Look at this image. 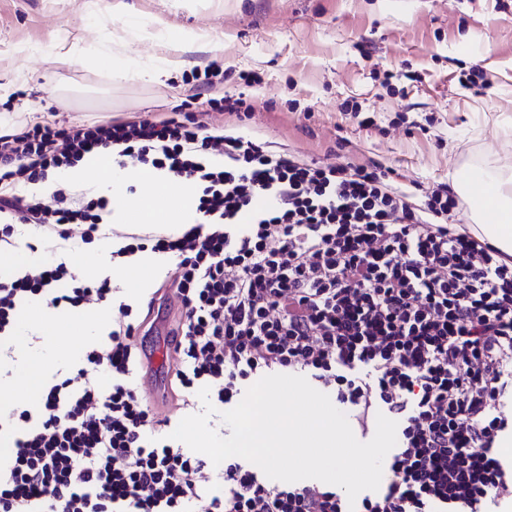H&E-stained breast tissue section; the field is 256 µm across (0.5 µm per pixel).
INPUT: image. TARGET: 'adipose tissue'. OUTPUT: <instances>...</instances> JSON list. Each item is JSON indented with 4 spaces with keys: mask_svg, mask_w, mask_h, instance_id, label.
<instances>
[{
    "mask_svg": "<svg viewBox=\"0 0 512 512\" xmlns=\"http://www.w3.org/2000/svg\"><path fill=\"white\" fill-rule=\"evenodd\" d=\"M62 179L71 183H80L88 178H99L121 189L130 180L138 182L143 192L137 200L145 222H152L154 212L151 208L153 198L162 193L169 177L162 172L150 169L122 170L106 165L103 156H87L80 166L62 172ZM487 210L491 214L490 222L481 224L480 229L488 242L505 254L512 256V183L499 181L494 183L487 196ZM106 315L105 310H66L47 311L35 304L20 316L15 330L19 339L25 340L38 334L41 336L57 335L60 329L72 320H79L87 340H94ZM78 357V351L72 347L37 348L25 353L17 366L13 377L0 379V396L23 401L36 399L42 392L53 364L72 362Z\"/></svg>",
    "mask_w": 512,
    "mask_h": 512,
    "instance_id": "obj_1",
    "label": "adipose tissue"
}]
</instances>
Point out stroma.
Returning a JSON list of instances; mask_svg holds the SVG:
<instances>
[{
  "instance_id": "stroma-1",
  "label": "stroma",
  "mask_w": 512,
  "mask_h": 512,
  "mask_svg": "<svg viewBox=\"0 0 512 512\" xmlns=\"http://www.w3.org/2000/svg\"><path fill=\"white\" fill-rule=\"evenodd\" d=\"M112 51L117 76L88 67ZM259 78L197 89L211 62ZM484 70L490 84L463 82ZM0 122L93 126L175 106L309 161L376 167L416 195L468 168L512 174V0H0ZM248 111L214 110L224 96ZM370 127H360L362 117ZM131 227L70 243L143 315L167 273L131 295L115 257Z\"/></svg>"
}]
</instances>
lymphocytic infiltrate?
<instances>
[{
    "mask_svg": "<svg viewBox=\"0 0 512 512\" xmlns=\"http://www.w3.org/2000/svg\"><path fill=\"white\" fill-rule=\"evenodd\" d=\"M108 150L196 188L193 225L147 235L173 258V396L209 387L238 401L260 374L301 372L333 391L362 435L396 421L383 490L349 501L318 483L277 485L240 457L216 469L165 437L138 384L155 316L133 319L108 279L48 263L0 281V340L21 308L117 305L105 347L86 352L36 404L0 414V512H502L512 504V257L448 222V186L424 201L363 165L309 163L258 138L217 134L207 118L0 133V244L16 225L68 239L99 231L109 201L83 202L56 171Z\"/></svg>",
    "mask_w": 512,
    "mask_h": 512,
    "instance_id": "1",
    "label": "lymphocytic infiltrate"
}]
</instances>
